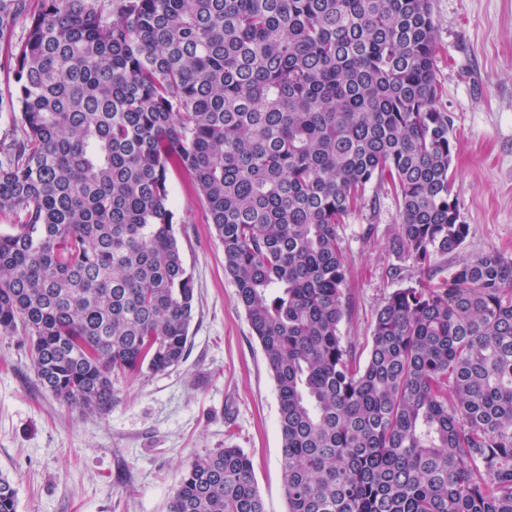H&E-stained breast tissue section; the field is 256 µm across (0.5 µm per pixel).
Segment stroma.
<instances>
[{"label": "stroma", "instance_id": "obj_1", "mask_svg": "<svg viewBox=\"0 0 512 512\" xmlns=\"http://www.w3.org/2000/svg\"><path fill=\"white\" fill-rule=\"evenodd\" d=\"M438 106L453 122L452 195L469 234L460 254L512 255V0H432ZM183 261L195 280L186 358L117 383L111 409L68 408L39 382L22 335L0 336V474L16 512H168L182 473L227 444L252 461L265 512H287L278 397L262 347L224 271V248L189 177H168ZM390 186L371 183L339 225L350 313L343 342L366 356L376 311L415 284L413 258L389 243Z\"/></svg>", "mask_w": 512, "mask_h": 512}]
</instances>
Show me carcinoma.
Instances as JSON below:
<instances>
[{"mask_svg": "<svg viewBox=\"0 0 512 512\" xmlns=\"http://www.w3.org/2000/svg\"><path fill=\"white\" fill-rule=\"evenodd\" d=\"M26 37L13 41L18 23ZM0 336L84 412L186 356L194 279L168 174L196 186L276 384L288 512H512V257L463 258L431 0H0ZM424 278L343 344L337 228L372 182ZM0 512L16 490L0 476ZM169 512H265L236 446Z\"/></svg>", "mask_w": 512, "mask_h": 512, "instance_id": "carcinoma-1", "label": "carcinoma"}]
</instances>
